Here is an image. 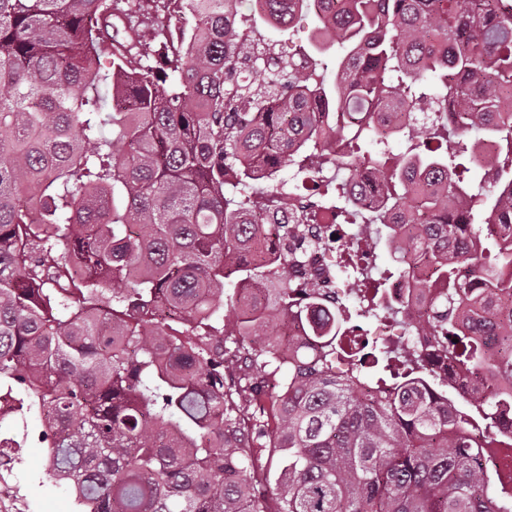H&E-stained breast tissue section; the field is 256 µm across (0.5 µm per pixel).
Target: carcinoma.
Wrapping results in <instances>:
<instances>
[{
    "label": "carcinoma",
    "instance_id": "1",
    "mask_svg": "<svg viewBox=\"0 0 512 512\" xmlns=\"http://www.w3.org/2000/svg\"><path fill=\"white\" fill-rule=\"evenodd\" d=\"M241 2L0 0V398L40 414L78 512H512L489 461L512 448V0H334L286 55L255 18L281 29L313 0H249L245 38ZM405 106L425 129L391 123ZM299 163L374 184L363 210L327 185L332 224L362 219L394 262L373 300L404 277L432 293L418 325L483 393L460 403L408 352L389 383L393 352L347 341L366 306L294 304L302 256L251 208ZM290 319L305 335L258 340Z\"/></svg>",
    "mask_w": 512,
    "mask_h": 512
}]
</instances>
